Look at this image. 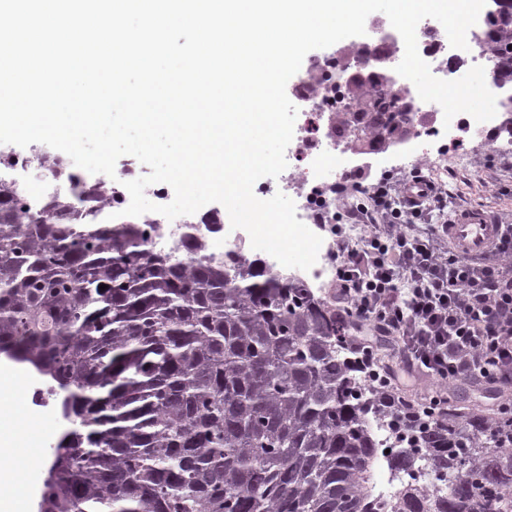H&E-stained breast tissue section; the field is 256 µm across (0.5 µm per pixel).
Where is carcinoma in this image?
<instances>
[{
	"mask_svg": "<svg viewBox=\"0 0 512 512\" xmlns=\"http://www.w3.org/2000/svg\"><path fill=\"white\" fill-rule=\"evenodd\" d=\"M498 75L512 84V2L488 18ZM366 134L411 132V112H368ZM69 186L45 206L0 181V354L56 382L68 427L52 447L38 512H377L364 496L377 426L411 440L446 482L406 485L393 512H512V421H430L354 366L343 320L301 278L260 257L224 264L150 246L149 225L97 222L111 188L47 152ZM107 289L101 290L99 286Z\"/></svg>",
	"mask_w": 512,
	"mask_h": 512,
	"instance_id": "carcinoma-1",
	"label": "carcinoma"
}]
</instances>
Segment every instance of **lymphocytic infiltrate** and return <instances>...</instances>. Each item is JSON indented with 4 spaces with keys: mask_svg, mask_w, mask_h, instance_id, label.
Masks as SVG:
<instances>
[{
    "mask_svg": "<svg viewBox=\"0 0 512 512\" xmlns=\"http://www.w3.org/2000/svg\"><path fill=\"white\" fill-rule=\"evenodd\" d=\"M414 199L385 170H346L331 189L361 195L356 217L367 227L351 243L341 225L336 236L334 302L353 332L356 359L371 384L396 394L407 407L434 417L447 391L461 383L498 392V411L512 417V224L484 253L463 257L448 243V227L428 221L447 199L435 182ZM389 336L415 385L398 387L373 341ZM435 380L437 389L420 387Z\"/></svg>",
    "mask_w": 512,
    "mask_h": 512,
    "instance_id": "obj_1",
    "label": "lymphocytic infiltrate"
}]
</instances>
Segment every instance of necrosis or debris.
Wrapping results in <instances>:
<instances>
[{"label": "necrosis or debris", "instance_id": "1", "mask_svg": "<svg viewBox=\"0 0 512 512\" xmlns=\"http://www.w3.org/2000/svg\"><path fill=\"white\" fill-rule=\"evenodd\" d=\"M417 40L422 48L425 62L435 77L450 80L457 73L455 56L449 53L443 35L435 29L424 28ZM295 98L302 101L304 109L294 126L293 139L285 154L288 166L278 183L259 182L257 190L264 198L283 193L296 206V217L305 225H312L319 212H335L336 198L330 191L328 181L319 179L315 173L320 161L331 155H343L354 151V134L347 131L337 133L333 122L342 111L348 98V85L343 60L330 56L312 66L309 74L299 78L291 87ZM512 121V114L497 110L490 122H478L465 113L456 115L449 126H425L422 117H415L416 126L422 127L427 137L437 142V155L447 158L456 154L458 146L466 138L479 137L485 130L505 127ZM0 157L7 159V168L13 172L36 171V182L25 192L28 202L44 204L56 194L66 193L68 186L56 178L35 157L34 150L24 151L9 146L0 147ZM145 221L153 223L155 230L151 244L155 250L174 256L182 255V236L188 230H196L204 244L205 256L220 262L227 251L242 249L250 243L249 234L242 229L223 225L217 228L204 225L201 214L184 215L170 220L154 212L144 213ZM436 482L434 472L420 468L412 475L394 473L385 463H378L372 473L371 493L382 512H391L393 499L403 485L412 483L423 488Z\"/></svg>", "mask_w": 512, "mask_h": 512}]
</instances>
